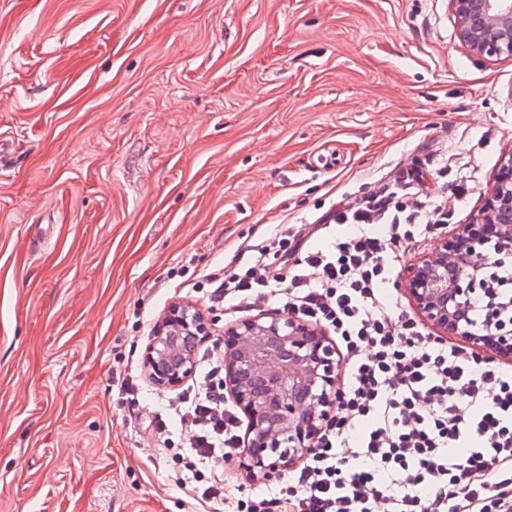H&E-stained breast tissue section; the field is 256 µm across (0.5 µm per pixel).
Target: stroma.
Returning a JSON list of instances; mask_svg holds the SVG:
<instances>
[{"label":"stroma","mask_w":512,"mask_h":512,"mask_svg":"<svg viewBox=\"0 0 512 512\" xmlns=\"http://www.w3.org/2000/svg\"><path fill=\"white\" fill-rule=\"evenodd\" d=\"M512 56L450 0H0V512H195L111 386L204 274L407 169L469 223Z\"/></svg>","instance_id":"35a3bbf8"}]
</instances>
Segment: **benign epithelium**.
Returning a JSON list of instances; mask_svg holds the SVG:
<instances>
[{
  "instance_id": "7a95c632",
  "label": "benign epithelium",
  "mask_w": 512,
  "mask_h": 512,
  "mask_svg": "<svg viewBox=\"0 0 512 512\" xmlns=\"http://www.w3.org/2000/svg\"><path fill=\"white\" fill-rule=\"evenodd\" d=\"M458 38L487 58L512 56V0H451ZM512 258V148L503 157L481 214L408 265L401 285L417 313L440 336H463L475 349L512 358V325L490 288V254ZM483 297L484 328L474 330L470 301ZM196 307L173 306L146 348L149 380L175 386L194 370V347L213 335ZM224 390L248 419L244 467L267 481L282 479L314 450L335 420L336 348L313 325L260 314L224 329Z\"/></svg>"
}]
</instances>
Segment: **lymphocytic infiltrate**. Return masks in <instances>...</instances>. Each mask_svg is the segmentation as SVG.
I'll list each match as a JSON object with an SVG mask.
<instances>
[{
  "label": "lymphocytic infiltrate",
  "instance_id": "lymphocytic-infiltrate-1",
  "mask_svg": "<svg viewBox=\"0 0 512 512\" xmlns=\"http://www.w3.org/2000/svg\"><path fill=\"white\" fill-rule=\"evenodd\" d=\"M447 220L446 200L402 176L332 203L316 223L276 225L206 274L207 306L272 301L334 333L347 375L336 425L289 471L286 495L232 500L224 464L241 418L224 397L219 339L198 347L202 378L147 426L166 446L179 430L195 501L227 512H512V366L431 339L386 291L418 238ZM335 224L350 230L333 234Z\"/></svg>",
  "mask_w": 512,
  "mask_h": 512
}]
</instances>
